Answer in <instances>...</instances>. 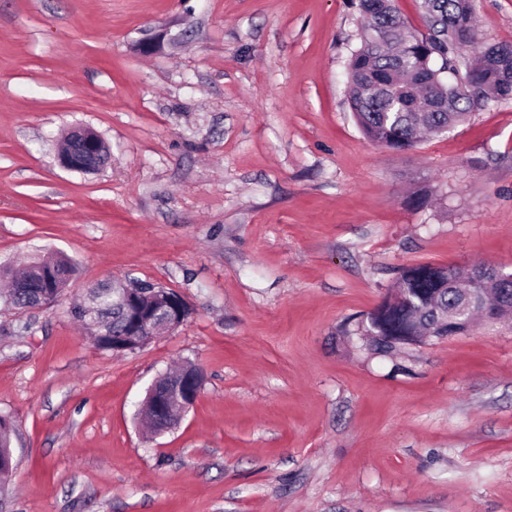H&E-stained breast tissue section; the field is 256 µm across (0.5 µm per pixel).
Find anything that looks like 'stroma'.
I'll use <instances>...</instances> for the list:
<instances>
[{"label": "stroma", "mask_w": 512, "mask_h": 512, "mask_svg": "<svg viewBox=\"0 0 512 512\" xmlns=\"http://www.w3.org/2000/svg\"><path fill=\"white\" fill-rule=\"evenodd\" d=\"M476 4L512 44V0ZM358 43V0H0V266L79 269L53 306H0V512H512V321L390 356L357 332L404 267L512 272V102L375 145ZM77 125L98 171L59 163ZM111 281L192 314L100 350L70 307ZM183 363L200 396L151 434Z\"/></svg>", "instance_id": "1"}]
</instances>
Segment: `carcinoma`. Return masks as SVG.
I'll return each instance as SVG.
<instances>
[{"label": "carcinoma", "instance_id": "obj_1", "mask_svg": "<svg viewBox=\"0 0 512 512\" xmlns=\"http://www.w3.org/2000/svg\"><path fill=\"white\" fill-rule=\"evenodd\" d=\"M421 8L427 33L418 35L395 0H359L365 22L347 65L348 103L363 135L394 150L413 148L425 133H449L474 112L512 101V44L480 43L475 0H422ZM468 48L476 49L469 61L463 56ZM50 263L58 272L50 289L51 302L56 303L77 266L65 256ZM41 264L34 260L18 274L0 268V279L18 277L30 284L1 291L5 305L19 310L40 292L36 284ZM501 284L494 266L406 267L391 300L364 316L358 331L373 337L368 350L382 356L414 343L417 336L443 339L448 317L465 301L467 289L485 288L493 295ZM475 311L511 319L512 293L494 304L484 302ZM71 314L96 336L101 350H112V339L134 331L127 317L110 306L98 328L86 321L80 304Z\"/></svg>", "mask_w": 512, "mask_h": 512}]
</instances>
